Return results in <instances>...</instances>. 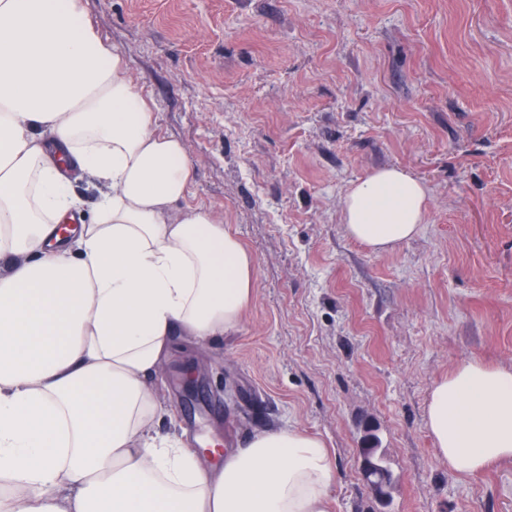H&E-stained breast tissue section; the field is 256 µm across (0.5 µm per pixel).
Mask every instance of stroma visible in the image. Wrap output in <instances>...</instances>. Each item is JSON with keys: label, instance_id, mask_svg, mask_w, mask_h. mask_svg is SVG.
I'll return each instance as SVG.
<instances>
[{"label": "stroma", "instance_id": "1", "mask_svg": "<svg viewBox=\"0 0 512 512\" xmlns=\"http://www.w3.org/2000/svg\"><path fill=\"white\" fill-rule=\"evenodd\" d=\"M178 140L186 205L249 250L236 333L180 341L153 380L194 448L298 429L336 460L329 512H512V459L459 476L426 426L432 384L512 371V0H82ZM395 166L422 181L420 233L348 237L347 188ZM204 397L181 401L186 366ZM374 430L380 506L359 469Z\"/></svg>", "mask_w": 512, "mask_h": 512}]
</instances>
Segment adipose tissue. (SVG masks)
<instances>
[{
    "instance_id": "adipose-tissue-1",
    "label": "adipose tissue",
    "mask_w": 512,
    "mask_h": 512,
    "mask_svg": "<svg viewBox=\"0 0 512 512\" xmlns=\"http://www.w3.org/2000/svg\"><path fill=\"white\" fill-rule=\"evenodd\" d=\"M73 172L101 187L88 224ZM190 178L81 0H0V512H326L336 462L306 432L205 463L153 428L174 337L235 332L253 292L240 240L179 209ZM426 209L418 179L378 168L347 190L345 229L384 252ZM427 428L457 475L511 459L512 371L456 366Z\"/></svg>"
}]
</instances>
